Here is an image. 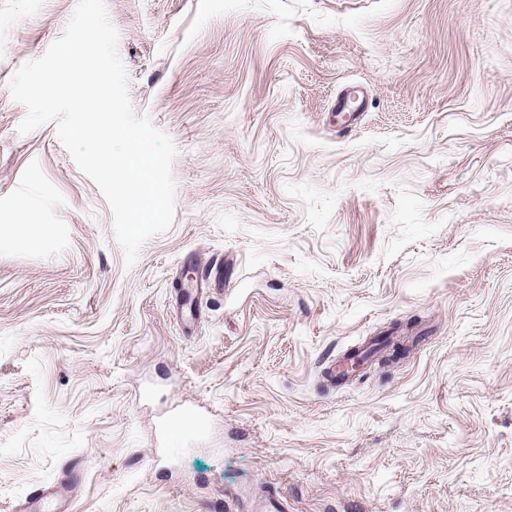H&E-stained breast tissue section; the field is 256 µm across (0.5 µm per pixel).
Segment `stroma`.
<instances>
[{"instance_id":"1","label":"stroma","mask_w":512,"mask_h":512,"mask_svg":"<svg viewBox=\"0 0 512 512\" xmlns=\"http://www.w3.org/2000/svg\"><path fill=\"white\" fill-rule=\"evenodd\" d=\"M76 2L0 0V512L76 456L65 512H512V0H106L177 147L131 266L9 92Z\"/></svg>"}]
</instances>
